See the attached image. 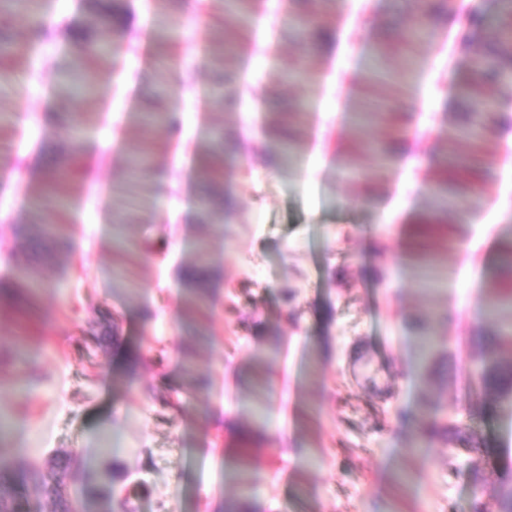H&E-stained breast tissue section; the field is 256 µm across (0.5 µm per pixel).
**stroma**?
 Masks as SVG:
<instances>
[{"mask_svg": "<svg viewBox=\"0 0 512 512\" xmlns=\"http://www.w3.org/2000/svg\"><path fill=\"white\" fill-rule=\"evenodd\" d=\"M127 3L118 32H99L116 44L95 66L94 99L57 89L84 0H38L52 23L36 55L15 53L14 83L0 89V113L14 117L0 132V279L24 271L44 284L32 309L0 301V456L18 472L56 468L80 502L86 475L112 469L111 496L91 512L123 499L132 512H470L477 487L500 481L494 458H512V409L464 390L470 357L498 331L480 310L507 287L492 252L512 226V120L473 148L457 134L467 107L455 88L475 48H496L500 0H463L432 36L401 42L366 95L373 42L392 40L421 0H312L337 31L313 52L290 32V0H260L243 46L233 0ZM160 19L175 71L150 40ZM211 42L228 66L207 60ZM295 67L314 81L289 78ZM221 75L235 108L214 102ZM164 81L177 122L144 125ZM369 103L407 115L413 164L381 167L395 143L380 121L357 123ZM279 129L300 139L289 171L265 150ZM217 136L213 175L199 154ZM348 151L355 185L336 169ZM450 152L480 159V204L460 199L435 226L431 252L449 280L426 288L405 255ZM54 153L69 159L70 206L48 198L30 216ZM205 186L233 203L201 224ZM43 224L65 225L66 245L44 239ZM202 241L210 281L191 290L181 272ZM433 312L441 346L425 361L416 332ZM435 419L472 423L488 456L449 459L442 433L418 442ZM245 449L259 475L242 483L230 464Z\"/></svg>", "mask_w": 512, "mask_h": 512, "instance_id": "35a3bbf8", "label": "stroma"}]
</instances>
